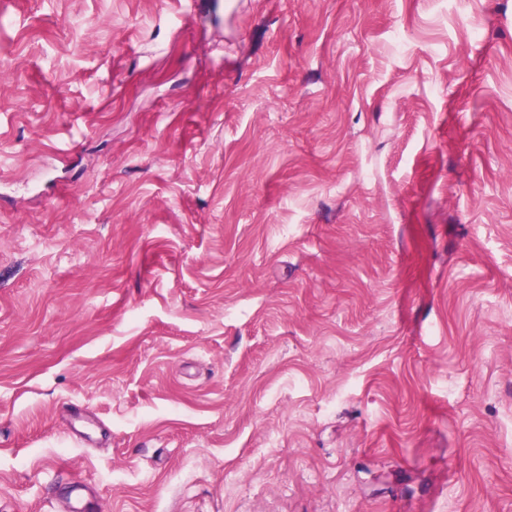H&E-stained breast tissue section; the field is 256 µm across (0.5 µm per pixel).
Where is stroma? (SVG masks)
Listing matches in <instances>:
<instances>
[{
  "label": "stroma",
  "mask_w": 512,
  "mask_h": 512,
  "mask_svg": "<svg viewBox=\"0 0 512 512\" xmlns=\"http://www.w3.org/2000/svg\"><path fill=\"white\" fill-rule=\"evenodd\" d=\"M512 512V0H0V512Z\"/></svg>",
  "instance_id": "obj_1"
}]
</instances>
